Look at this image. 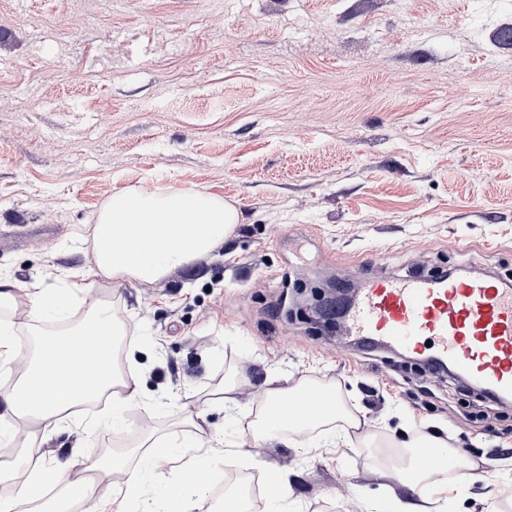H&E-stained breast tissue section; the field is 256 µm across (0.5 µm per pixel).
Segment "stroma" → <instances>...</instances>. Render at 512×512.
<instances>
[{"label":"stroma","mask_w":512,"mask_h":512,"mask_svg":"<svg viewBox=\"0 0 512 512\" xmlns=\"http://www.w3.org/2000/svg\"><path fill=\"white\" fill-rule=\"evenodd\" d=\"M512 0H0V276L79 287L124 320L132 434L18 423L0 476L55 458L135 465L144 430L193 416L212 489L280 471L292 512H364L397 485L366 438L424 427L475 462L441 512H512V407L321 335L303 296L384 273L512 280ZM197 190L239 214L223 247L155 283L96 273L90 233L127 188ZM339 388L359 429L255 444L270 385ZM233 383L234 418L213 399Z\"/></svg>","instance_id":"stroma-1"}]
</instances>
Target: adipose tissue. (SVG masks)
<instances>
[{
    "instance_id": "ef3b65f1",
    "label": "adipose tissue",
    "mask_w": 512,
    "mask_h": 512,
    "mask_svg": "<svg viewBox=\"0 0 512 512\" xmlns=\"http://www.w3.org/2000/svg\"><path fill=\"white\" fill-rule=\"evenodd\" d=\"M237 212L227 203L196 190L154 192L131 188L112 197L92 230L94 261L99 273L117 280L152 283L172 269L188 265L221 246L238 224ZM28 293L30 314L50 320L66 312L72 292L42 288L27 292L25 285L0 277V308L11 306L20 293ZM123 323L111 307L95 301L82 321L64 333L40 339L32 354L23 359V372L5 402L11 419L0 418V441L11 440L14 422L25 419L54 430L69 411L86 398L103 391L112 393V413L103 421L87 424L90 432L125 433V410L141 394L135 379L116 375L110 357V339L122 335ZM93 357L91 377L76 375L72 366ZM38 394H31L33 382ZM173 443L145 434L139 443L138 465L127 469L124 460L93 457L87 478L74 476L70 461L55 459L43 465L30 480L0 491V512H18L31 504L33 512H71L66 489L80 490L94 512H195L209 490L207 476L217 459L209 454L192 458L179 477L165 478L160 465L171 456ZM122 473L117 491L103 484L113 473Z\"/></svg>"
}]
</instances>
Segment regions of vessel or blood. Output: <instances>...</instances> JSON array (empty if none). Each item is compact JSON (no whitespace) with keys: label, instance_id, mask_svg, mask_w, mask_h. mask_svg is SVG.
Instances as JSON below:
<instances>
[{"label":"vessel or blood","instance_id":"vessel-or-blood-1","mask_svg":"<svg viewBox=\"0 0 512 512\" xmlns=\"http://www.w3.org/2000/svg\"><path fill=\"white\" fill-rule=\"evenodd\" d=\"M347 319L358 339L397 350L415 353L431 341L436 359L512 402V288L497 276L379 274L357 288ZM339 406L332 386L309 384L286 403L267 404L264 413L306 419Z\"/></svg>","mask_w":512,"mask_h":512}]
</instances>
